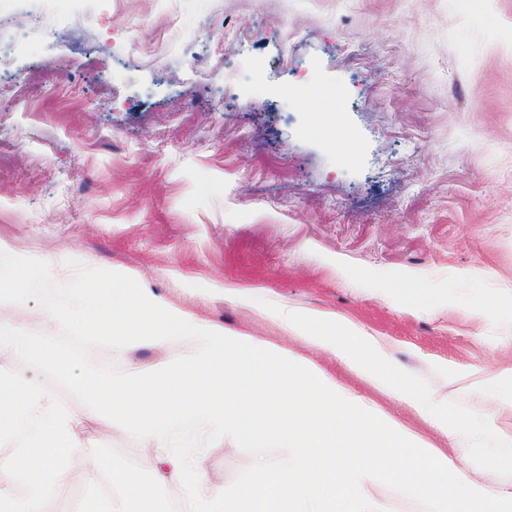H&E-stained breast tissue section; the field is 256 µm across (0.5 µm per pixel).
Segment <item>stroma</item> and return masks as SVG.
Here are the masks:
<instances>
[{"mask_svg":"<svg viewBox=\"0 0 512 512\" xmlns=\"http://www.w3.org/2000/svg\"><path fill=\"white\" fill-rule=\"evenodd\" d=\"M41 7L60 28L80 19L98 48L35 29L12 56L17 73L53 66L84 91L0 104V240L126 272L305 360L466 481L511 492L512 0H0V16ZM152 32L155 55L129 57ZM329 87L350 157L317 122ZM252 290L263 305L242 300ZM269 304L347 321L446 392L462 425L441 431ZM72 409L83 482L102 478L94 446L141 452ZM251 461L221 444L200 458L223 487Z\"/></svg>","mask_w":512,"mask_h":512,"instance_id":"35a3bbf8","label":"stroma"}]
</instances>
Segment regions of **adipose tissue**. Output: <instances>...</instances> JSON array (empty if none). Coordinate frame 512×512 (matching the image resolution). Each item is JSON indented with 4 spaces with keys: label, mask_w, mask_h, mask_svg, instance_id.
Masks as SVG:
<instances>
[{
    "label": "adipose tissue",
    "mask_w": 512,
    "mask_h": 512,
    "mask_svg": "<svg viewBox=\"0 0 512 512\" xmlns=\"http://www.w3.org/2000/svg\"><path fill=\"white\" fill-rule=\"evenodd\" d=\"M298 336L325 347L378 385L386 388L416 410L432 418L440 429H447L454 414L448 409L447 397L423 387L392 366L381 352L350 326L326 313L301 314L287 307L273 310Z\"/></svg>",
    "instance_id": "1"
}]
</instances>
